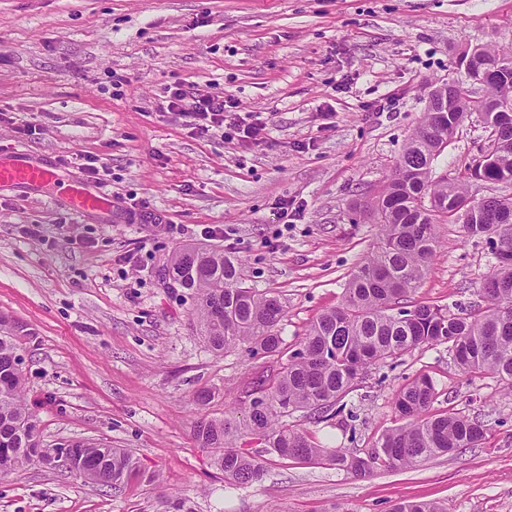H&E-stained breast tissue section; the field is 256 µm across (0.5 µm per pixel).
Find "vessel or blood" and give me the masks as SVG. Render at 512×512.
<instances>
[{
  "label": "vessel or blood",
  "mask_w": 512,
  "mask_h": 512,
  "mask_svg": "<svg viewBox=\"0 0 512 512\" xmlns=\"http://www.w3.org/2000/svg\"><path fill=\"white\" fill-rule=\"evenodd\" d=\"M50 183L58 184L60 195L73 210L99 217L102 223H111L114 203L111 194L102 188L60 181L51 160L34 161L22 152L10 160L0 161V186L33 189Z\"/></svg>",
  "instance_id": "1"
}]
</instances>
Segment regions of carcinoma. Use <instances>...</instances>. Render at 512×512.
I'll return each instance as SVG.
<instances>
[{"instance_id": "obj_1", "label": "carcinoma", "mask_w": 512, "mask_h": 512, "mask_svg": "<svg viewBox=\"0 0 512 512\" xmlns=\"http://www.w3.org/2000/svg\"><path fill=\"white\" fill-rule=\"evenodd\" d=\"M483 97L512 102V80L491 81ZM480 104L475 93L464 92L454 106L457 121L463 122ZM454 132L436 114L425 113L373 202L379 233L350 274L341 304L320 314L290 350L283 347L277 329L285 315L282 302L244 286L237 257L221 249L185 247L160 270L163 279L191 291L193 316L210 351L219 354L249 343L254 353L287 356L275 374L249 393L246 424V432L279 459L366 477L379 467H416L437 456L479 448L486 440L488 428L477 419L451 410L431 411L437 393L426 376L397 391L395 408L404 423L387 430L365 452L326 448L285 421L294 411L305 412L317 423L331 421L368 368L436 345H448L463 374H491L512 387V262L498 261L479 289L481 304L468 312L439 305L403 306L429 271L438 244L436 226L448 223L451 211L468 199L464 181L432 178L433 162ZM495 135V157L479 169L492 189L512 186V120L500 125ZM479 204L491 215L512 213L511 195L495 194ZM462 228L467 237L487 241L497 253L512 251V224ZM21 351L14 328L0 315V477L46 463L35 415L22 398ZM194 435L200 447L214 449L211 461L224 473L225 483L244 488L262 481L264 467L258 456L238 446V423L230 418L202 420ZM66 448L75 459L71 472L103 488H119L137 469L132 454L122 448L90 441H73ZM171 504L176 512H194L186 497H159L161 509ZM393 512L448 508L402 500Z\"/></svg>"}]
</instances>
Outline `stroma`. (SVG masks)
I'll return each mask as SVG.
<instances>
[{
    "instance_id": "stroma-1",
    "label": "stroma",
    "mask_w": 512,
    "mask_h": 512,
    "mask_svg": "<svg viewBox=\"0 0 512 512\" xmlns=\"http://www.w3.org/2000/svg\"><path fill=\"white\" fill-rule=\"evenodd\" d=\"M477 44L512 52V0H0V160L49 156L80 180L90 152L107 164L113 198L143 206L136 223L105 224L67 207L55 186L0 187V314L23 338V398L43 445L104 442L139 464L109 493L68 469L29 466L0 478V512H156L162 492L190 497L196 512H390L405 498L512 512V393L493 375H463L444 345L369 369L332 423L300 411L287 422L328 448H371L401 422L397 390L425 375L434 411L489 425L483 447L365 479L266 453L260 483L226 484L194 426L243 419L254 382L281 360L209 351L191 295L158 276L180 247L224 249L246 286L280 298L285 344L299 341L341 303L369 252L377 226L365 207L429 92L464 79L457 56ZM176 81L223 89L258 138L228 125L202 139L183 116L157 111ZM25 125L32 135L19 134ZM486 136L469 114L435 174L462 175ZM206 227L217 235L202 236ZM436 234L411 300L468 307L496 258L460 225ZM201 390L212 394L204 405L193 401Z\"/></svg>"
}]
</instances>
